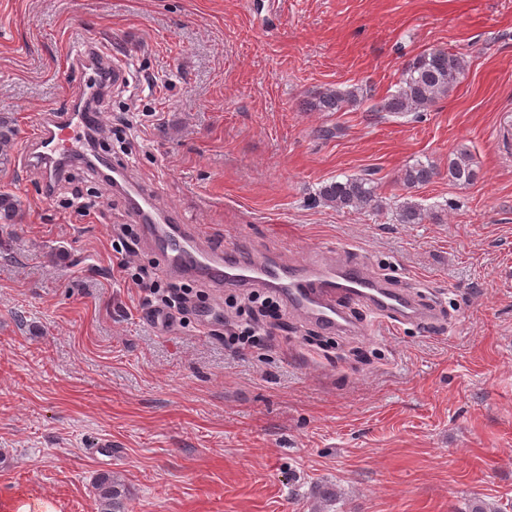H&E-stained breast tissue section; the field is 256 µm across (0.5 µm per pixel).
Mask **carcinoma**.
I'll use <instances>...</instances> for the list:
<instances>
[{
  "label": "carcinoma",
  "mask_w": 512,
  "mask_h": 512,
  "mask_svg": "<svg viewBox=\"0 0 512 512\" xmlns=\"http://www.w3.org/2000/svg\"><path fill=\"white\" fill-rule=\"evenodd\" d=\"M467 67L466 60L458 53L434 49L416 56L409 61L402 73L395 92L389 94L372 108L374 112L406 114L423 111L448 95L458 84ZM358 89H326L316 93L305 102V109L313 112H343L357 102ZM15 136L11 123L0 118V157L7 156ZM437 169L434 165L417 164L408 167L401 175L403 185L413 189L430 182ZM477 177L472 155L460 151L448 159V178L462 185H468ZM318 198L338 209L375 210L380 206L377 184L370 173L348 176L324 184ZM396 218L401 224H421L426 213L419 204L406 201L399 206ZM98 489L104 512H118V491L112 479L103 478Z\"/></svg>",
  "instance_id": "obj_1"
}]
</instances>
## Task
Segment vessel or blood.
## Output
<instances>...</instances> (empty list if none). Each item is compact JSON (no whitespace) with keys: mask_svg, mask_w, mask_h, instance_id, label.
<instances>
[{"mask_svg":"<svg viewBox=\"0 0 512 512\" xmlns=\"http://www.w3.org/2000/svg\"><path fill=\"white\" fill-rule=\"evenodd\" d=\"M101 124V113L87 109L82 102H73L40 124L26 149V159L41 170L46 180H53L60 163L86 156L84 133L87 127ZM112 190L127 197L136 222L145 230L147 245L161 254L172 277L200 278L218 291L277 289L292 312L333 332L350 330L347 308L353 304L367 306L378 323H427L432 319L431 308L419 304L410 293L395 290L365 266L328 255L289 265L229 250L210 251L204 246L203 228L175 223L149 184L128 181L123 170L116 167L112 170Z\"/></svg>","mask_w":512,"mask_h":512,"instance_id":"vessel-or-blood-1","label":"vessel or blood"}]
</instances>
